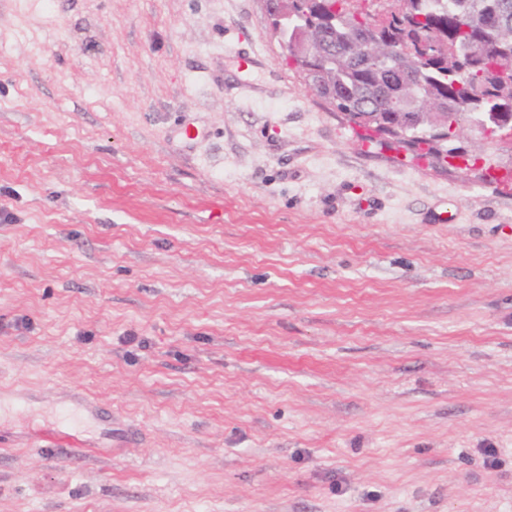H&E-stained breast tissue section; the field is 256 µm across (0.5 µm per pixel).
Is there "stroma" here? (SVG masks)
<instances>
[{
  "label": "stroma",
  "instance_id": "1",
  "mask_svg": "<svg viewBox=\"0 0 512 512\" xmlns=\"http://www.w3.org/2000/svg\"><path fill=\"white\" fill-rule=\"evenodd\" d=\"M363 135L260 0H0V512H512V190Z\"/></svg>",
  "mask_w": 512,
  "mask_h": 512
}]
</instances>
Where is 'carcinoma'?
<instances>
[{
    "label": "carcinoma",
    "mask_w": 512,
    "mask_h": 512,
    "mask_svg": "<svg viewBox=\"0 0 512 512\" xmlns=\"http://www.w3.org/2000/svg\"><path fill=\"white\" fill-rule=\"evenodd\" d=\"M285 10L302 17L301 42L314 49L289 57L301 73L316 74L323 100L358 126L397 122L415 128L408 150L417 157L438 161L442 151L454 156L462 146L459 132L436 147L431 131L464 123L477 107L512 118L505 109L512 76L498 71L500 58L512 65V0H394L376 43L358 50L347 45L350 25L366 29L377 17L350 0H268L270 22ZM333 10L340 16L330 25L324 17ZM462 40L483 49L456 55L452 46ZM406 99L412 108L391 107Z\"/></svg>",
    "instance_id": "1"
}]
</instances>
